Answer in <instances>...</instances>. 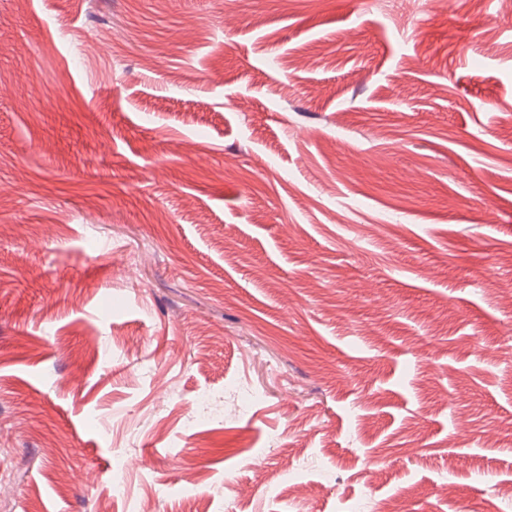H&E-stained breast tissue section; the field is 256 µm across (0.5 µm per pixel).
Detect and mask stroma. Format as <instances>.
Here are the masks:
<instances>
[{
	"mask_svg": "<svg viewBox=\"0 0 512 512\" xmlns=\"http://www.w3.org/2000/svg\"><path fill=\"white\" fill-rule=\"evenodd\" d=\"M120 460L153 512H512V13L0 0V512Z\"/></svg>",
	"mask_w": 512,
	"mask_h": 512,
	"instance_id": "stroma-1",
	"label": "stroma"
}]
</instances>
